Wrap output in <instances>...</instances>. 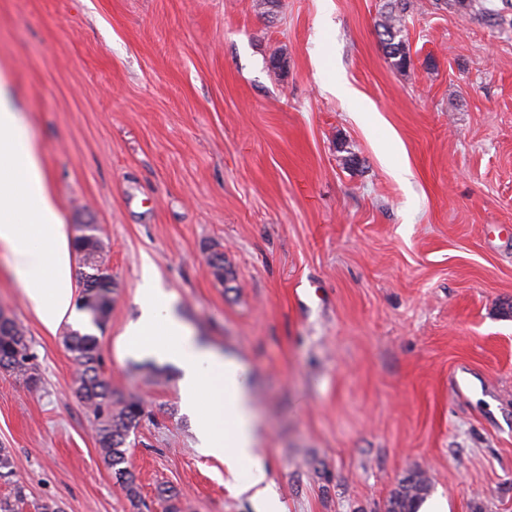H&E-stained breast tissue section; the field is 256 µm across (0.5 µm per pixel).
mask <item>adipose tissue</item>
Here are the masks:
<instances>
[{
	"label": "adipose tissue",
	"mask_w": 512,
	"mask_h": 512,
	"mask_svg": "<svg viewBox=\"0 0 512 512\" xmlns=\"http://www.w3.org/2000/svg\"><path fill=\"white\" fill-rule=\"evenodd\" d=\"M0 249L30 306L50 330L72 313L73 281L63 219L46 188V176L19 113L0 98ZM141 315L121 338L131 354L177 361L184 371L181 397L196 436L230 473L246 470L238 492L281 512L265 465L257 456V425L243 367L199 347L152 278L139 293Z\"/></svg>",
	"instance_id": "ef3b65f1"
}]
</instances>
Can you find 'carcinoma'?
Here are the masks:
<instances>
[{
	"mask_svg": "<svg viewBox=\"0 0 512 512\" xmlns=\"http://www.w3.org/2000/svg\"><path fill=\"white\" fill-rule=\"evenodd\" d=\"M478 6L485 22L498 24L496 9H489L476 0H448V6L468 10ZM408 0H394L382 12L378 23V37L393 66L404 69L410 64L402 37ZM78 260V278L81 284L78 308L90 316V321L102 328L112 310V294L116 284L106 265L105 244L100 229L95 226L79 231L72 241ZM66 348L78 365L74 380L75 394L94 416L93 430L103 462L112 470L121 490L128 499L138 498L135 479L128 468L130 433L145 416L142 401L134 396L118 397L112 384L101 371L97 339L89 333L70 331L64 336ZM0 369L8 372L30 391L38 389L40 376L30 341L25 330L15 319H0ZM0 481L11 485L10 493L0 496V512H18L19 504L27 498L25 486L15 480L10 452L0 448ZM431 488V482L421 472L404 478L390 496L386 512H418V507Z\"/></svg>",
	"mask_w": 512,
	"mask_h": 512,
	"instance_id": "obj_1",
	"label": "carcinoma"
}]
</instances>
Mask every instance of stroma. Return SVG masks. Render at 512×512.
Wrapping results in <instances>:
<instances>
[{
  "label": "stroma",
  "mask_w": 512,
  "mask_h": 512,
  "mask_svg": "<svg viewBox=\"0 0 512 512\" xmlns=\"http://www.w3.org/2000/svg\"><path fill=\"white\" fill-rule=\"evenodd\" d=\"M0 0V80L64 219L117 284L96 334L146 407L129 467L148 512H258L196 446L181 368L117 344L144 264L203 345L245 369L283 512H385L425 471L448 512H512V8L498 26L410 0ZM356 93H330V81ZM224 254V279L208 265ZM0 309L42 386L0 370L20 512H140L101 459L63 338L0 250ZM394 2L381 14L377 25L378 37L392 65L405 69L410 64V59L405 51L402 33L405 14L410 3L408 0H394Z\"/></svg>",
  "instance_id": "stroma-1"
}]
</instances>
